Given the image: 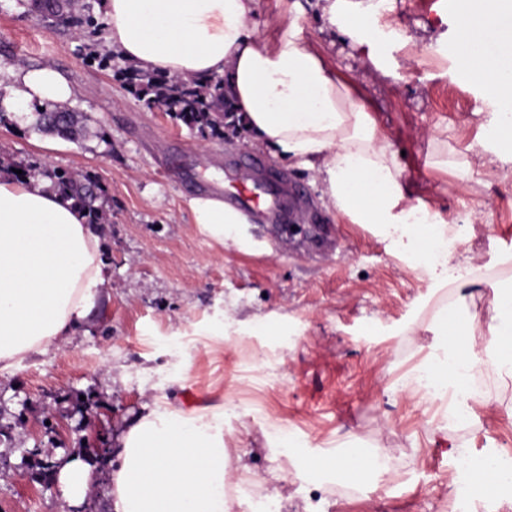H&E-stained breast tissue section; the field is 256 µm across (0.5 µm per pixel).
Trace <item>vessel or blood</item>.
<instances>
[{"mask_svg": "<svg viewBox=\"0 0 512 512\" xmlns=\"http://www.w3.org/2000/svg\"><path fill=\"white\" fill-rule=\"evenodd\" d=\"M224 168L223 181L198 184L200 195L222 199L225 207L259 224L286 221L290 189L285 179L251 154H226Z\"/></svg>", "mask_w": 512, "mask_h": 512, "instance_id": "1", "label": "vessel or blood"}]
</instances>
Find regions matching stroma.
Masks as SVG:
<instances>
[{"mask_svg":"<svg viewBox=\"0 0 512 512\" xmlns=\"http://www.w3.org/2000/svg\"><path fill=\"white\" fill-rule=\"evenodd\" d=\"M316 0H257L253 24L274 34L279 16L300 24L329 67L353 81L399 151L413 199L448 221H464L458 252L470 259L456 284L439 289L393 255L370 230L337 220L311 172L275 160L244 126L200 134L160 109H146L107 69L106 30L80 33L77 19L40 16L33 0H0V86L13 70L50 66L91 115L77 140L33 129L32 110L0 119V156L86 173L105 190L107 223L96 231L106 284L78 330L0 375V512H108V461L117 438L146 404L223 408L224 446L261 477L283 470L286 512H456L448 476L458 450L473 461L512 447V378L492 376L468 423L447 427L441 405L404 385L409 366L442 354L429 330L452 301L482 320L491 291L472 285L512 252V176L480 166L491 147L498 101L455 63L456 0H388L360 44L316 14ZM419 49L410 60L411 49ZM474 161L472 181L435 164V140ZM248 150L284 173L300 198L293 224H319L316 238H290L270 224L230 225L218 244L194 223L191 181L221 176L228 151ZM295 448L282 452L280 437ZM392 458L388 480L365 479L326 493L306 460L314 455ZM95 465L84 502L67 507L44 465L70 458Z\"/></svg>","mask_w":512,"mask_h":512,"instance_id":"1","label":"stroma"}]
</instances>
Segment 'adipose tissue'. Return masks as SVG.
<instances>
[{"instance_id":"obj_1","label":"adipose tissue","mask_w":512,"mask_h":512,"mask_svg":"<svg viewBox=\"0 0 512 512\" xmlns=\"http://www.w3.org/2000/svg\"><path fill=\"white\" fill-rule=\"evenodd\" d=\"M109 46L147 72L185 78L219 76L241 123L272 155L312 172L326 210L367 225L389 239L395 253L438 287L463 257L448 249L429 260L437 241L456 237L445 220L420 226L413 212L390 137L299 25L282 15L276 36L251 23L257 0H104ZM323 18L360 38L376 10L371 0H317ZM512 0H459L456 63L490 98L512 102ZM75 89L51 67L17 73L0 100L15 111L30 102H68ZM194 222L216 242L224 227L242 223L222 200L195 197ZM106 282L98 236L81 214L40 181L0 177V373L71 335L85 320ZM489 321L470 316L447 329L434 326L447 344L457 337L484 338L468 358L449 353L433 364L442 388L455 393L449 409L468 420L460 394L477 369L512 378V289H492ZM110 463L109 512H231L230 482L240 493L282 500L277 487L243 470L232 477L224 446V413L187 412L144 405L119 439ZM97 478L73 458L57 471L64 501L81 503Z\"/></svg>"}]
</instances>
